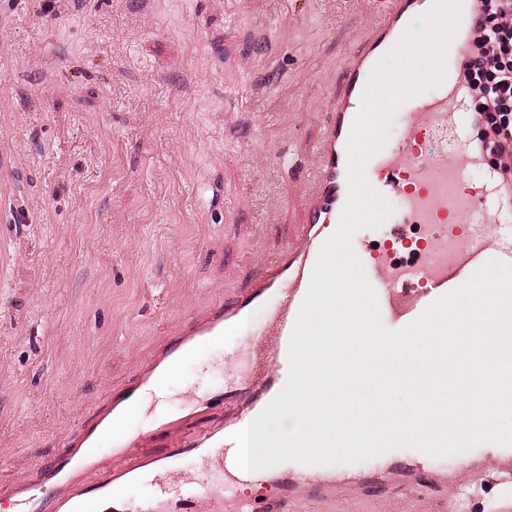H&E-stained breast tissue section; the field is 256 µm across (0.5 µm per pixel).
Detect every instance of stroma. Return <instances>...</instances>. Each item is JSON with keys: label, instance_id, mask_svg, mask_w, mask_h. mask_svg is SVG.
Returning a JSON list of instances; mask_svg holds the SVG:
<instances>
[{"label": "stroma", "instance_id": "35a3bbf8", "mask_svg": "<svg viewBox=\"0 0 512 512\" xmlns=\"http://www.w3.org/2000/svg\"><path fill=\"white\" fill-rule=\"evenodd\" d=\"M366 0H0V471L36 476L169 336L305 218ZM239 337L143 400L149 430L233 380ZM385 512H494L388 480Z\"/></svg>", "mask_w": 512, "mask_h": 512}]
</instances>
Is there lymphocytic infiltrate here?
Instances as JSON below:
<instances>
[{
    "instance_id": "1",
    "label": "lymphocytic infiltrate",
    "mask_w": 512,
    "mask_h": 512,
    "mask_svg": "<svg viewBox=\"0 0 512 512\" xmlns=\"http://www.w3.org/2000/svg\"><path fill=\"white\" fill-rule=\"evenodd\" d=\"M462 67L478 130L473 151L492 155L499 193L512 191V0H473Z\"/></svg>"
}]
</instances>
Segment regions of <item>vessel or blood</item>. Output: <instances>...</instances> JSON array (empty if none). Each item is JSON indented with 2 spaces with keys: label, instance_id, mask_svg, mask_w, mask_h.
<instances>
[{
  "label": "vessel or blood",
  "instance_id": "b4317fda",
  "mask_svg": "<svg viewBox=\"0 0 512 512\" xmlns=\"http://www.w3.org/2000/svg\"><path fill=\"white\" fill-rule=\"evenodd\" d=\"M370 2L375 22L346 63L317 147L306 219L292 243L273 261L245 260L242 273L248 288L225 297L203 319L191 321L160 346L124 394L103 407L94 423L52 461L44 481L28 487L1 478L0 500L11 501L15 512H73L79 504L87 512H100L105 505L126 512L118 495L128 482L149 470L170 475L192 454L212 458L226 475L223 484L197 491L175 485L144 501L138 512H298L309 492L326 500L333 497L332 488L318 480L325 466L291 461L271 467L273 479L265 491L246 493L231 436L249 425L287 381L295 320L320 247L337 229L347 199L346 145L366 83L376 64L433 5V0ZM459 51V38H452L443 81L401 105L399 134L388 137L365 169L380 195L400 203L388 218L387 237L378 247L364 249L362 259L381 321L392 330L411 323L486 262L512 264V225L499 221L512 210V201H503L489 184L468 178L478 159L464 129L470 116L463 111L465 76L454 66ZM258 310L266 313V327L236 354L239 370L232 385L192 405L199 415L222 404L223 423L194 431L185 429V416H167L157 425L172 432V452L157 458L137 455L126 431L141 416L143 395L169 383L205 349L239 334ZM479 456L476 449L449 456L448 467L463 480L490 488L498 512H512V469L481 467Z\"/></svg>",
  "mask_w": 512,
  "mask_h": 512
}]
</instances>
